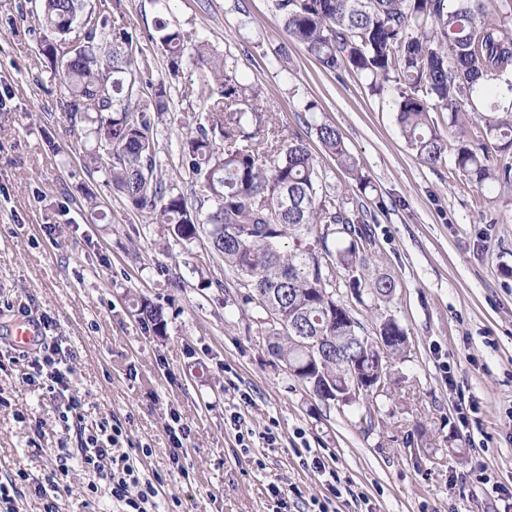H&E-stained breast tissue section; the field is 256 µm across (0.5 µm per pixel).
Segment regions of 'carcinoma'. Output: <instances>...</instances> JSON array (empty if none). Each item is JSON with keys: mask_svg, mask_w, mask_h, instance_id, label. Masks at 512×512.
Returning a JSON list of instances; mask_svg holds the SVG:
<instances>
[{"mask_svg": "<svg viewBox=\"0 0 512 512\" xmlns=\"http://www.w3.org/2000/svg\"><path fill=\"white\" fill-rule=\"evenodd\" d=\"M287 36L301 44L325 70L353 72L382 93L397 82V121L424 165L435 168L448 139L431 118L448 113L459 132L455 168L484 191L512 185V166L494 163V153L512 151V105L496 101V80L512 74V30L494 17L496 0H275ZM42 55L54 71L58 106L78 135L90 138L84 165L105 174L113 190L157 224H170L182 241L204 232L211 249L240 276L241 309L267 323L271 353L321 402L364 407L360 422L375 426L378 413L368 397L350 395L347 360L372 341L344 300L349 289L361 305L389 299L397 285L369 272V221L341 200L318 196L317 160L295 129L270 123L249 86L211 54L204 41L155 20V42L169 61V76L194 68L198 83L181 85L184 99L200 98L206 123L181 140L179 161L203 196L189 198L161 177L154 135L168 111L160 82L145 98L136 85L148 60L132 33L107 32V12L85 0H44ZM485 102L483 143L462 132ZM506 117H498L499 111ZM318 142L365 188L368 181L335 125H310ZM293 248L284 249V240ZM383 336H405L392 317L380 318ZM297 336L332 340L325 361L309 362ZM410 351L396 347L386 361L360 369L391 381L392 361Z\"/></svg>", "mask_w": 512, "mask_h": 512, "instance_id": "cac0c4a2", "label": "carcinoma"}]
</instances>
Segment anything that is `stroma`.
Wrapping results in <instances>:
<instances>
[{
	"label": "stroma",
	"mask_w": 512,
	"mask_h": 512,
	"mask_svg": "<svg viewBox=\"0 0 512 512\" xmlns=\"http://www.w3.org/2000/svg\"><path fill=\"white\" fill-rule=\"evenodd\" d=\"M40 7L0 0V352L11 353L22 308L47 316V340L60 344L84 400V430L62 434L66 396L27 385L25 366L0 377V482L19 468L31 482L18 512H44L49 501L57 512H117L108 478L76 456L81 433L113 420L128 435L115 454L151 448L139 469L158 488L155 512H272L276 486L297 488L292 512H308L325 493L307 465L316 451L335 457L373 512H512V185L482 192L453 159L422 165L397 123L395 82L374 95L366 77L324 70L288 42L273 0H169L162 14L154 0H120L111 9L110 24L133 33L150 61L143 95L168 77L152 40L162 15L232 65L272 123L311 143L308 123L330 122L360 161L371 181L363 191L320 156V192L377 217L371 267L397 288L377 307H357L366 334L390 315L410 337L394 386L377 399L380 423L367 429L358 408L325 405L289 376L206 238L177 240L85 168L42 32L19 18ZM169 101L158 156L166 179L188 192L180 142L205 114L178 91ZM144 304L162 310L163 332L138 318ZM175 414L189 429L177 467L166 433ZM62 443L74 457L55 485Z\"/></svg>",
	"instance_id": "obj_1"
}]
</instances>
